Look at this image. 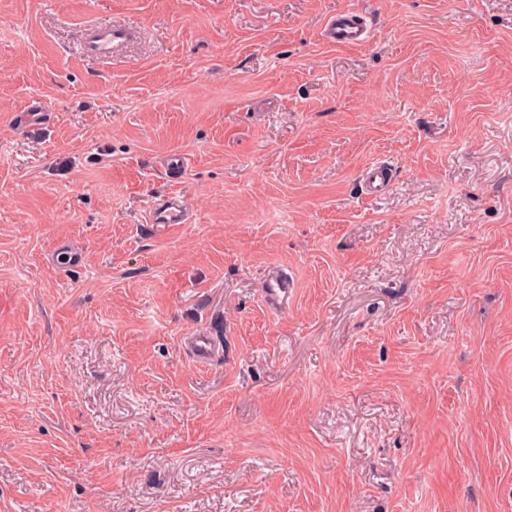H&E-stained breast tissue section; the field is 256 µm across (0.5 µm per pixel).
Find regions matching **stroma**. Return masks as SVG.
<instances>
[{
	"label": "stroma",
	"instance_id": "35a3bbf8",
	"mask_svg": "<svg viewBox=\"0 0 512 512\" xmlns=\"http://www.w3.org/2000/svg\"><path fill=\"white\" fill-rule=\"evenodd\" d=\"M0 512H512V0H0ZM374 36L372 24L355 10H344L324 25L322 37L331 44L358 46L369 43ZM130 36L124 27L99 25L88 33L82 53L93 59L111 57ZM389 175L386 169L372 165L362 173V182L366 193L370 195L382 194L389 185ZM187 213V204L180 193H170L153 202L148 211V223L186 224ZM294 291V282L284 274L279 265H273L264 280L263 293L272 309L288 306V300ZM187 348L192 359L199 364H209L217 355V345L211 336L197 335L187 338Z\"/></svg>",
	"mask_w": 512,
	"mask_h": 512
}]
</instances>
